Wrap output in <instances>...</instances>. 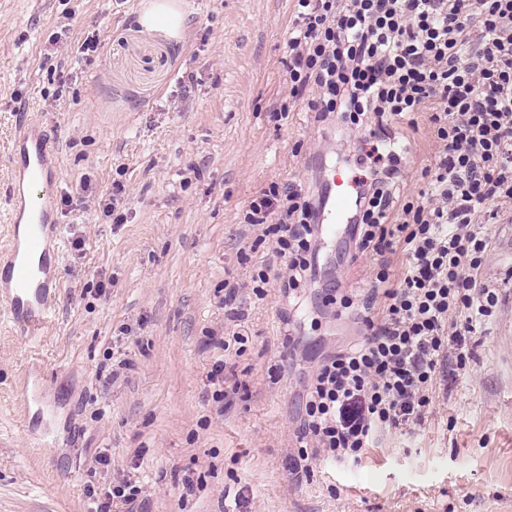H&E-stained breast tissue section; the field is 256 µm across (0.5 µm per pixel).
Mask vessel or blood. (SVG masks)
Listing matches in <instances>:
<instances>
[{
	"label": "vessel or blood",
	"mask_w": 512,
	"mask_h": 512,
	"mask_svg": "<svg viewBox=\"0 0 512 512\" xmlns=\"http://www.w3.org/2000/svg\"><path fill=\"white\" fill-rule=\"evenodd\" d=\"M13 146L15 177L30 186L59 181L57 146L47 137L38 121L29 120L21 125ZM357 191V185L345 174H334L327 181L318 214L321 240L334 238L343 225L351 223ZM24 220L31 224L32 232L23 246L17 239H10V258L5 264L6 271L14 272L18 289L16 293L0 298V303L4 304L16 326L27 334L35 335L48 324L56 309L53 290L57 281L47 260L40 259L34 265L29 258L44 248L53 256H60L62 238L56 216L37 195L20 198L18 206L10 209L9 223L17 224Z\"/></svg>",
	"instance_id": "obj_1"
}]
</instances>
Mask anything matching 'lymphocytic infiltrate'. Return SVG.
Wrapping results in <instances>:
<instances>
[{"label":"lymphocytic infiltrate","instance_id":"obj_1","mask_svg":"<svg viewBox=\"0 0 512 512\" xmlns=\"http://www.w3.org/2000/svg\"><path fill=\"white\" fill-rule=\"evenodd\" d=\"M294 11L289 99L377 139L423 113L436 144L417 194L397 165L362 180L351 256L376 262L359 293L333 287L325 301L359 311L366 337L311 375L293 463L307 477L310 456L355 464L385 433L412 432L438 377L465 369L468 339L499 311L481 274L491 225L512 222V0H294ZM319 205L274 182L243 211L279 260L253 276L256 298L273 280L292 296L313 281Z\"/></svg>","mask_w":512,"mask_h":512}]
</instances>
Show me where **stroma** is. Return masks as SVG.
I'll use <instances>...</instances> for the list:
<instances>
[{
    "instance_id": "1",
    "label": "stroma",
    "mask_w": 512,
    "mask_h": 512,
    "mask_svg": "<svg viewBox=\"0 0 512 512\" xmlns=\"http://www.w3.org/2000/svg\"><path fill=\"white\" fill-rule=\"evenodd\" d=\"M146 2L0 0V247L21 119L56 136L62 173L41 187L62 233L55 318L29 336L0 306V512H88V489L125 480L144 486L148 512H512V223L492 225L483 271L501 311L415 433L388 434L356 465L313 460L293 481L303 386L364 333L324 287L355 292L370 261L350 265L340 234L303 296L273 284L229 316L225 284L273 259L241 214L273 182L365 176L372 147L301 102L275 120L292 0H188L178 41L140 32ZM92 36L98 51L82 52ZM406 136L416 192L436 151L426 116ZM85 177L100 197L122 186V223L75 201ZM218 363L238 386L224 405ZM34 393L40 407L26 408Z\"/></svg>"
}]
</instances>
